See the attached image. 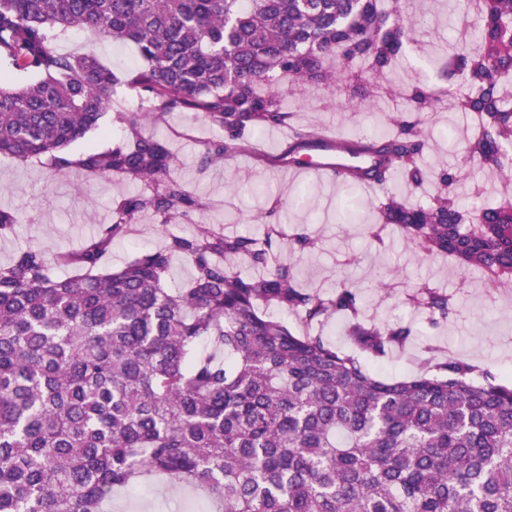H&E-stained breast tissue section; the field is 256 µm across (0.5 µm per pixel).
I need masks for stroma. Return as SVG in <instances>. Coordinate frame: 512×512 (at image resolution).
<instances>
[{
	"instance_id": "35a3bbf8",
	"label": "stroma",
	"mask_w": 512,
	"mask_h": 512,
	"mask_svg": "<svg viewBox=\"0 0 512 512\" xmlns=\"http://www.w3.org/2000/svg\"><path fill=\"white\" fill-rule=\"evenodd\" d=\"M403 13L418 20L419 27L390 75L389 93L362 99V83L349 79L335 86L289 85L284 103L295 112L302 125H317L323 131L346 136L392 132L390 115L404 102L414 86L445 91L452 54V36L468 24L457 0H400ZM138 96L120 91L98 128L72 143L71 157L90 151H105L119 142L122 132L115 120L121 109L139 107ZM424 127L430 148L424 164L433 172L457 165L459 151L470 138L472 122L448 105L430 112ZM146 133L170 139L176 155L175 176L202 205L192 221L223 225L225 231H258V216L276 199H288L307 189L306 204L280 213L282 223L305 228L315 238L314 249H283V258L293 269L297 282L322 295H333L340 285L356 287L362 297V315L367 322H403L416 331L415 340L405 349L383 359L361 357V364L382 377L400 379L419 372L427 346H435L440 356L459 357L472 364L475 381L512 383V287H495L479 274H461L448 259L422 260L407 248L399 234L385 233L374 241L368 227L379 219L383 193L363 196L360 219L355 224L336 221L337 188L309 176L288 182L279 170L241 155L223 163L204 166L208 143L219 130L192 112H173L165 120L147 124ZM143 183L125 177H90L75 167L67 176L56 175L47 159L27 163L0 160V208L17 213L21 224L14 234L0 237V263L8 262L22 247L35 245L49 253L82 248L112 220L119 202L143 192ZM192 222L161 223L148 216L132 235L114 241L108 256L109 267L122 266L135 252L161 244L171 233L190 231ZM430 282L452 296L456 312L447 322L431 324L407 301L414 284ZM180 498L187 512H207L201 494L192 487H170L160 480L150 490L117 491L108 512H172L163 504L164 494Z\"/></svg>"
}]
</instances>
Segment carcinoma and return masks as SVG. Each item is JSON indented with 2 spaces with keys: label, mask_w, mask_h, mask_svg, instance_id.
Wrapping results in <instances>:
<instances>
[{
  "label": "carcinoma",
  "mask_w": 512,
  "mask_h": 512,
  "mask_svg": "<svg viewBox=\"0 0 512 512\" xmlns=\"http://www.w3.org/2000/svg\"><path fill=\"white\" fill-rule=\"evenodd\" d=\"M458 5L472 22L457 36L448 97L475 120L460 166L434 177L423 167L422 114L442 99L416 87L393 134L355 145L378 163L337 181L387 190L400 172L416 189L435 182L422 201L388 197L373 236L395 229L425 258L512 283V197L485 200L478 188L465 206L453 189L472 161L512 173L502 92L512 0ZM416 28L399 0H0V158L46 157L61 176L76 166L148 186L81 250L29 245L0 263V512H104L113 492L155 478L199 490L210 512H512V384H477L471 364L438 362L431 346L417 374L389 380L262 311L307 326L343 315L373 358L413 339L409 324L365 322L356 289L322 296L275 260L282 200L258 234L196 222L118 269L105 265L143 216L168 223L203 208L171 175L170 143L143 133L147 117L200 114L225 132L209 144L212 162L277 126L292 130L293 151L316 129L295 126L288 81L356 76L372 96ZM80 29L135 47L141 66L124 84L155 111L117 113L123 141L74 160L65 148L98 127L122 84L93 48L58 49ZM19 224L0 209V236ZM181 258L191 280L172 288ZM238 262L261 275L242 276ZM59 263L78 274L53 275ZM408 301L433 323L454 313L426 282Z\"/></svg>",
  "instance_id": "obj_1"
}]
</instances>
